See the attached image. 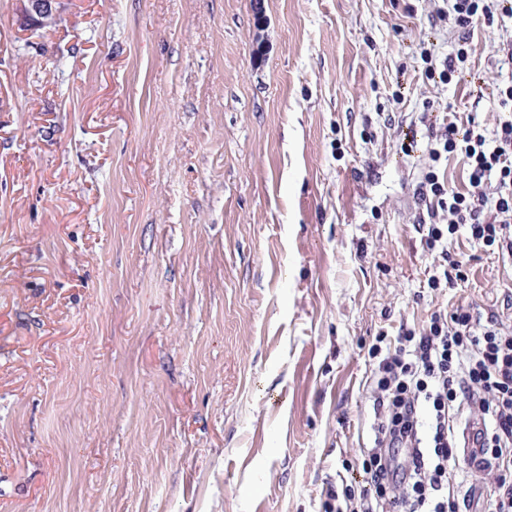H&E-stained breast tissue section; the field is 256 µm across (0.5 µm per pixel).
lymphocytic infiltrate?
<instances>
[{"label":"lymphocytic infiltrate","mask_w":512,"mask_h":512,"mask_svg":"<svg viewBox=\"0 0 512 512\" xmlns=\"http://www.w3.org/2000/svg\"><path fill=\"white\" fill-rule=\"evenodd\" d=\"M454 48L429 63L426 79L451 83L468 69L469 46L481 27L501 25L496 0H450L443 12ZM504 116L494 129L467 117L432 128L430 164L413 198L425 242L450 271L441 282L463 280L448 243L466 233L478 246L512 258V81L496 88ZM460 156L467 191L439 174L442 158ZM369 381L373 442L362 450L368 487L349 495L340 512H470L480 496L486 512H512V325L499 314L480 318L470 307L433 310L419 327L401 326L391 344L376 346ZM477 413L480 452L458 451L457 423ZM484 474L479 491L462 475Z\"/></svg>","instance_id":"f902f5d3"}]
</instances>
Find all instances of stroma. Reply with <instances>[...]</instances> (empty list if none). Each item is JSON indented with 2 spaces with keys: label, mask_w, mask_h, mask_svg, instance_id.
I'll return each instance as SVG.
<instances>
[{
  "label": "stroma",
  "mask_w": 512,
  "mask_h": 512,
  "mask_svg": "<svg viewBox=\"0 0 512 512\" xmlns=\"http://www.w3.org/2000/svg\"><path fill=\"white\" fill-rule=\"evenodd\" d=\"M448 0H0V512H324L365 484L381 333L512 312V261L413 189ZM505 28L470 66L486 89ZM19 22L23 27L44 28L56 18L58 0H18Z\"/></svg>",
  "instance_id": "35a3bbf8"
}]
</instances>
